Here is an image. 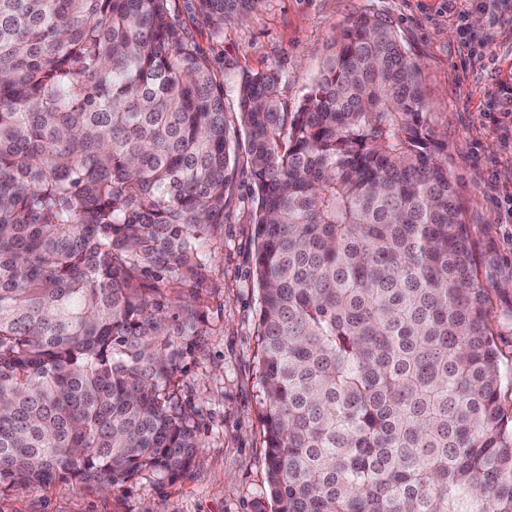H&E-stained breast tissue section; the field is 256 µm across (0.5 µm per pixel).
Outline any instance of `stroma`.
<instances>
[{
	"instance_id": "1",
	"label": "stroma",
	"mask_w": 512,
	"mask_h": 512,
	"mask_svg": "<svg viewBox=\"0 0 512 512\" xmlns=\"http://www.w3.org/2000/svg\"><path fill=\"white\" fill-rule=\"evenodd\" d=\"M466 19H459V12ZM363 14L385 19L420 69L426 116L440 135L470 226L478 275L489 291L503 372L501 400L512 408V9L497 12L468 0H264L246 21L225 23L213 38L190 12L187 32L224 77V107L238 110L245 73L276 71L281 100L309 92L340 26ZM250 180L201 253L210 272L199 290L203 336L184 360L181 397L200 413L201 446L190 471L172 480L145 471L91 493L69 482L0 497V512H257L267 499L264 422L259 404L255 335L254 226Z\"/></svg>"
}]
</instances>
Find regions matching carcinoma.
<instances>
[{"mask_svg":"<svg viewBox=\"0 0 512 512\" xmlns=\"http://www.w3.org/2000/svg\"><path fill=\"white\" fill-rule=\"evenodd\" d=\"M175 2L0 0V495L191 469L200 314L159 282L207 279L242 147L271 512H512L489 292L403 40L362 15L294 105L243 75L232 121ZM183 2L217 38L260 0Z\"/></svg>","mask_w":512,"mask_h":512,"instance_id":"obj_1","label":"carcinoma"}]
</instances>
